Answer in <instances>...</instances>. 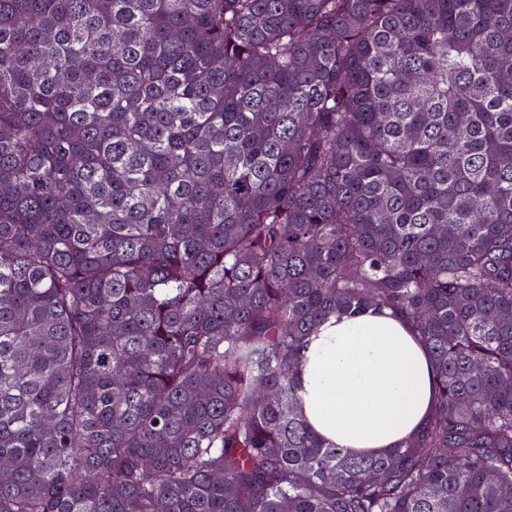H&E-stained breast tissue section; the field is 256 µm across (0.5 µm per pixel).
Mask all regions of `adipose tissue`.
I'll use <instances>...</instances> for the list:
<instances>
[{
  "mask_svg": "<svg viewBox=\"0 0 512 512\" xmlns=\"http://www.w3.org/2000/svg\"><path fill=\"white\" fill-rule=\"evenodd\" d=\"M302 356L303 412L338 447L389 451L428 411L432 362L392 312L330 319L307 339Z\"/></svg>",
  "mask_w": 512,
  "mask_h": 512,
  "instance_id": "1",
  "label": "adipose tissue"
}]
</instances>
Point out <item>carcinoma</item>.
Listing matches in <instances>:
<instances>
[{"instance_id": "cac0c4a2", "label": "carcinoma", "mask_w": 512, "mask_h": 512, "mask_svg": "<svg viewBox=\"0 0 512 512\" xmlns=\"http://www.w3.org/2000/svg\"><path fill=\"white\" fill-rule=\"evenodd\" d=\"M367 309L377 456L297 385ZM0 512H512V0H0ZM303 412L318 435L358 453L393 449L422 423L433 365L390 310L332 318L302 351Z\"/></svg>"}]
</instances>
